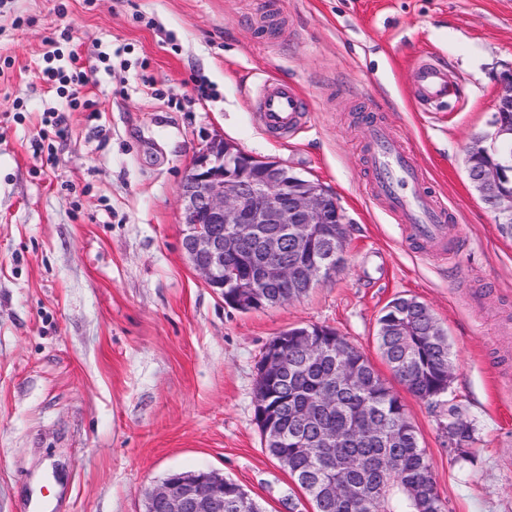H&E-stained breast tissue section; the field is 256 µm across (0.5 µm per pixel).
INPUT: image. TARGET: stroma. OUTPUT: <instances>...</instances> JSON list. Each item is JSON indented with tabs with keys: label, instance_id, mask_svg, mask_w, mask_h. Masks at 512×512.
<instances>
[{
	"label": "stroma",
	"instance_id": "1",
	"mask_svg": "<svg viewBox=\"0 0 512 512\" xmlns=\"http://www.w3.org/2000/svg\"><path fill=\"white\" fill-rule=\"evenodd\" d=\"M72 39L51 46V32ZM77 53L90 110L42 80ZM423 60L459 90L414 100ZM512 68V0H0V512H145L174 472L214 471L264 512H313L254 419L266 344L328 326L382 377V308L425 303L453 358L448 396L474 427L393 384L447 512H512V237L466 174ZM149 72L155 89L140 83ZM294 83L311 110L275 138L249 99ZM392 125L465 239L441 260L366 192L365 131ZM335 194L344 263L301 298L227 305L181 249L182 178L214 136Z\"/></svg>",
	"mask_w": 512,
	"mask_h": 512
}]
</instances>
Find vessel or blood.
<instances>
[{
  "instance_id": "1",
  "label": "vessel or blood",
  "mask_w": 512,
  "mask_h": 512,
  "mask_svg": "<svg viewBox=\"0 0 512 512\" xmlns=\"http://www.w3.org/2000/svg\"><path fill=\"white\" fill-rule=\"evenodd\" d=\"M411 83L417 103L432 110L448 106L457 90L449 86L443 65L421 61ZM261 124L271 133L285 136L297 128L308 110L307 99L293 84L263 80L254 97ZM371 149L368 194L387 213L403 224L409 238L427 249L444 254L454 238L448 233V206L431 194L426 179L403 141L389 128L370 126Z\"/></svg>"
}]
</instances>
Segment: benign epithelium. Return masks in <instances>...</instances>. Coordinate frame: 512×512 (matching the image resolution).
Returning <instances> with one entry per match:
<instances>
[{
    "instance_id": "1",
    "label": "benign epithelium",
    "mask_w": 512,
    "mask_h": 512,
    "mask_svg": "<svg viewBox=\"0 0 512 512\" xmlns=\"http://www.w3.org/2000/svg\"><path fill=\"white\" fill-rule=\"evenodd\" d=\"M512 70L502 74L491 121V149L512 146ZM469 179L496 216L512 222V155L482 167L468 164ZM336 196L274 159H259L236 144L214 138L200 150L186 171L180 191L181 248L210 288L220 291L239 279L230 259L245 251L259 256L247 293L227 298L241 312L264 306L268 289L287 284L301 274L331 277L342 264L346 234L336 231ZM329 240L327 255L312 252V240ZM292 247L293 260L283 255ZM146 512H224V477L211 471L173 474L146 492Z\"/></svg>"
}]
</instances>
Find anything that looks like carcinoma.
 <instances>
[{"mask_svg":"<svg viewBox=\"0 0 512 512\" xmlns=\"http://www.w3.org/2000/svg\"><path fill=\"white\" fill-rule=\"evenodd\" d=\"M434 313L408 296L392 299L377 321L381 358L413 396L436 403L448 392L453 366L448 338L431 335ZM322 345L319 353L286 348L288 369L264 370L259 362L255 387V421L265 451L288 472L311 501L314 512H446L426 452L405 405L375 371L368 357L345 337L326 327H306ZM345 370L356 373L355 387L338 382ZM336 382V411L325 404ZM311 406L303 423L293 419L298 403ZM335 431L333 441L320 435ZM456 462L473 458L474 428L460 432ZM336 455L328 470L319 449ZM224 512H264L231 479H224Z\"/></svg>","mask_w":512,"mask_h":512,"instance_id":"obj_1","label":"carcinoma"}]
</instances>
